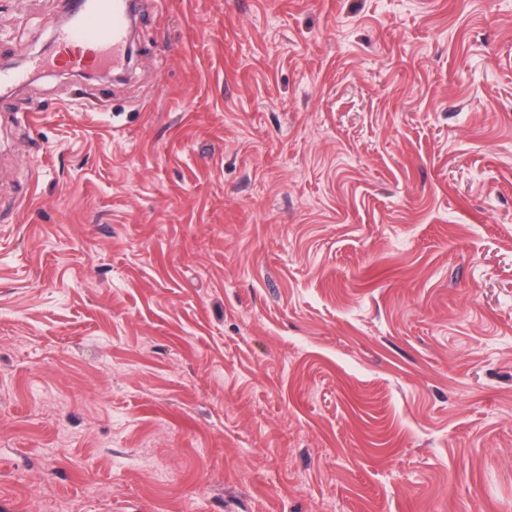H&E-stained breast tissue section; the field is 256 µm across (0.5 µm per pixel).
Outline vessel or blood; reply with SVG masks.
I'll list each match as a JSON object with an SVG mask.
<instances>
[{
    "mask_svg": "<svg viewBox=\"0 0 512 512\" xmlns=\"http://www.w3.org/2000/svg\"><path fill=\"white\" fill-rule=\"evenodd\" d=\"M76 17L59 29L60 61L77 70L124 62L130 12L125 0H77Z\"/></svg>",
    "mask_w": 512,
    "mask_h": 512,
    "instance_id": "b4317fda",
    "label": "vessel or blood"
}]
</instances>
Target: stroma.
<instances>
[{"instance_id":"obj_1","label":"stroma","mask_w":512,"mask_h":512,"mask_svg":"<svg viewBox=\"0 0 512 512\" xmlns=\"http://www.w3.org/2000/svg\"><path fill=\"white\" fill-rule=\"evenodd\" d=\"M135 35L0 97V512H512V0Z\"/></svg>"}]
</instances>
